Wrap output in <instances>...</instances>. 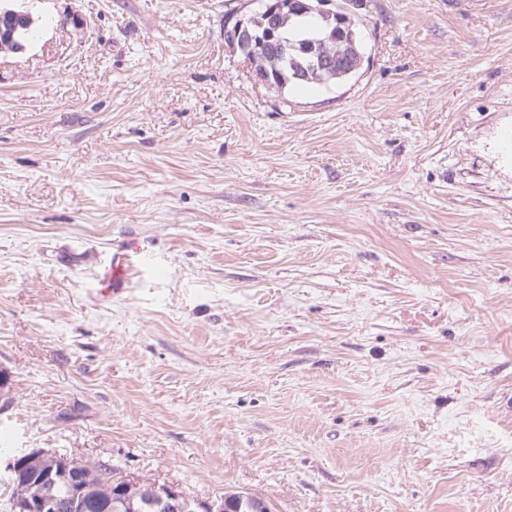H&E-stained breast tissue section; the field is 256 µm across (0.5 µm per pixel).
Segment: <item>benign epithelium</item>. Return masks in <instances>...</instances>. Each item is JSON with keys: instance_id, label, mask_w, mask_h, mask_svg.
<instances>
[{"instance_id": "benign-epithelium-1", "label": "benign epithelium", "mask_w": 512, "mask_h": 512, "mask_svg": "<svg viewBox=\"0 0 512 512\" xmlns=\"http://www.w3.org/2000/svg\"><path fill=\"white\" fill-rule=\"evenodd\" d=\"M296 0H264L256 12H248L229 17L224 23V37L231 41L241 40L244 59L254 65L257 54L262 50L276 47L280 38L276 36L277 28L273 18L283 10H295ZM333 0H311L304 5L306 12L330 19L336 15L331 8ZM27 16L7 9H0V50L21 52L23 47L15 40L20 28L27 27ZM329 39L317 38L312 43L310 67L315 73H330L335 66L329 46ZM40 461L37 476L42 487L34 499L21 503L9 501L5 504L7 512H55L65 509L67 512H88L83 489L78 485L76 472L73 470L75 457L57 452L33 449L20 455L0 459V471L10 476L19 472V464L31 460ZM66 488L64 496H58L60 488ZM153 506L165 509V512H189L191 508L198 512H224V500L212 502H190L181 488L175 484H154Z\"/></svg>"}]
</instances>
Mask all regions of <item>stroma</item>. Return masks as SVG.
Segmentation results:
<instances>
[{
	"label": "stroma",
	"instance_id": "35a3bbf8",
	"mask_svg": "<svg viewBox=\"0 0 512 512\" xmlns=\"http://www.w3.org/2000/svg\"><path fill=\"white\" fill-rule=\"evenodd\" d=\"M17 4L11 452L272 512H512V0H369L356 74L282 90L224 42L255 0ZM140 252L138 244L134 241L120 246L116 257L112 259V266L104 277L105 288L102 289L103 298L122 292L126 283L134 272L133 256Z\"/></svg>",
	"mask_w": 512,
	"mask_h": 512
}]
</instances>
